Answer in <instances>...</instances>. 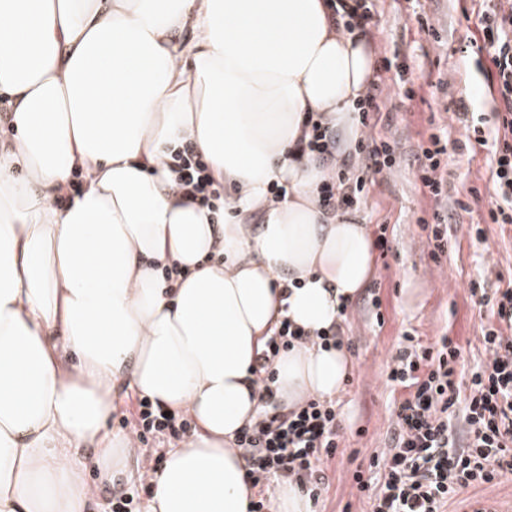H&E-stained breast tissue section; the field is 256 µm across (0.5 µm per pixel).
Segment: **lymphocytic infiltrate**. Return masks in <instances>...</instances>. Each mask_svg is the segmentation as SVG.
I'll return each instance as SVG.
<instances>
[{"label":"lymphocytic infiltrate","mask_w":512,"mask_h":512,"mask_svg":"<svg viewBox=\"0 0 512 512\" xmlns=\"http://www.w3.org/2000/svg\"><path fill=\"white\" fill-rule=\"evenodd\" d=\"M472 39L486 52L479 70L492 98L493 122L486 130L474 125L463 100L454 116L477 144H491L487 219L512 227V0H489L477 15ZM384 68L393 71V80L374 82L355 106L363 135L353 167L338 170L335 182L321 189L322 203L331 209L361 211L378 176L400 166L398 142L381 136L379 128L389 119L384 107L391 87L402 88L409 100L416 91L405 62L389 60ZM175 158L178 186L209 200L214 180L206 162L188 147ZM412 173L435 204L431 218H419L418 224L437 261L448 250L447 129L419 142ZM470 293L487 308L480 324L486 360L466 382L456 380L459 346L444 338L426 347L411 332L402 336L387 380L409 394L395 405L385 452L371 457L367 471L353 474L358 492H370L372 512H443L462 488L492 486L512 473V285L490 293L484 281L474 280ZM303 336L281 322L257 359L258 382L273 380L274 360ZM336 419L331 401L311 399L286 412L267 401L257 421L235 439L259 488L249 512H268L273 484L281 479L295 480L309 498L319 499L328 480L324 464L340 443Z\"/></svg>","instance_id":"obj_1"}]
</instances>
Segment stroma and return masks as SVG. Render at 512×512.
<instances>
[{
  "label": "stroma",
  "mask_w": 512,
  "mask_h": 512,
  "mask_svg": "<svg viewBox=\"0 0 512 512\" xmlns=\"http://www.w3.org/2000/svg\"><path fill=\"white\" fill-rule=\"evenodd\" d=\"M483 6V0H379L377 24L368 38L380 57L401 51L409 78L421 87L413 100L395 92L386 103L390 120L381 133L396 140L402 154H409L433 123L447 126L449 140L462 138L464 130L450 113L459 99L474 100L477 118H490V107L481 97L477 55L467 47ZM421 16L440 32L441 43H434L420 30L417 19ZM490 152V147L479 146L463 155H451L449 201H468L469 187H484ZM433 207L409 163L404 162L372 189L359 213L368 226L387 225L392 249L386 256H375L369 284L347 311L344 339L354 368L335 398L342 427L341 452L328 463L329 484L314 512H371L368 499L359 497L352 475L357 467L367 466L371 456L384 451L394 405L408 394L407 389L386 382L388 365L404 332H411L427 346L448 337L461 348L469 369L485 358L480 342L484 309L471 297L469 282L485 276L490 291L512 282V232L486 225L489 257L480 260L466 235L476 213L454 209V243L436 263L420 241L417 223L418 218L431 217ZM171 446V441L158 437L138 444L127 460L125 475L114 480L100 476L92 464L93 451L85 450L90 461V512H112L121 491L132 496L133 512H147L150 496L143 486L150 476L142 462L166 455Z\"/></svg>",
  "instance_id": "stroma-1"
}]
</instances>
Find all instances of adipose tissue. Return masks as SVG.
Returning <instances> with one entry per match:
<instances>
[{
  "label": "adipose tissue",
  "instance_id": "adipose-tissue-1",
  "mask_svg": "<svg viewBox=\"0 0 512 512\" xmlns=\"http://www.w3.org/2000/svg\"><path fill=\"white\" fill-rule=\"evenodd\" d=\"M375 73L328 0H0V512H87L84 450L106 476L136 446L108 428L121 389L195 425L149 512H249L234 443L274 325L309 335L278 404L332 399L351 368L318 336L374 242L298 144L314 118L350 151ZM187 144L222 210L176 185Z\"/></svg>",
  "mask_w": 512,
  "mask_h": 512
}]
</instances>
